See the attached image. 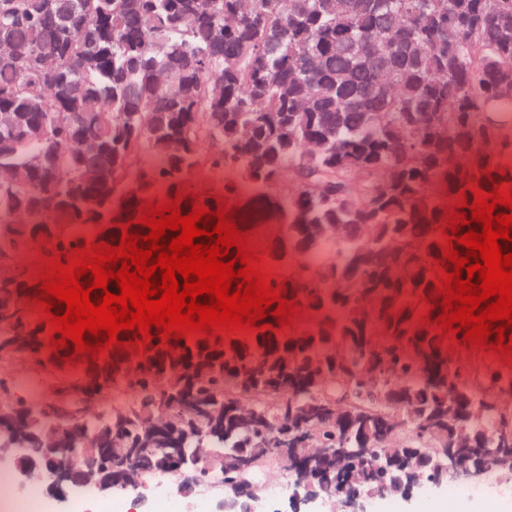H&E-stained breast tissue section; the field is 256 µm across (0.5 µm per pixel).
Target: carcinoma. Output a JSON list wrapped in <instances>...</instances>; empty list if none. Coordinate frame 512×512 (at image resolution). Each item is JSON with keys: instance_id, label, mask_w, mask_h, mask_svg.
<instances>
[{"instance_id": "cac0c4a2", "label": "carcinoma", "mask_w": 512, "mask_h": 512, "mask_svg": "<svg viewBox=\"0 0 512 512\" xmlns=\"http://www.w3.org/2000/svg\"><path fill=\"white\" fill-rule=\"evenodd\" d=\"M511 85L512 0H0V256L42 236L64 263L87 241L118 245L127 224L146 235L134 220L160 186L187 196L183 215L232 199L258 256L291 268L281 297L317 318L290 334L269 315L256 325L271 329L243 338L151 330L164 386L108 364L115 398L93 430L113 464L132 449L158 476L193 456L182 481L227 471L262 495L279 468L336 512L348 496L447 484L446 452L511 475L512 409L487 408L512 394V372L443 336L431 308L451 217L441 197L454 207L463 190L470 204V188L512 183ZM224 170L240 180L201 189ZM51 333L44 318L15 322L0 359ZM450 345L472 351L468 373L448 370ZM396 399L413 420L387 423ZM0 411L20 415L0 430L14 448L53 425L6 376ZM305 439L329 452L300 455ZM425 448L427 466L407 465Z\"/></svg>"}]
</instances>
